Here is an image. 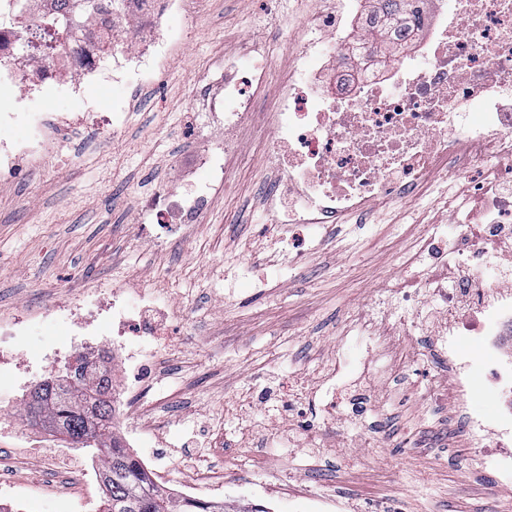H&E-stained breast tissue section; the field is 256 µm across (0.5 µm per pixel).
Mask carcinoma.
<instances>
[{
	"label": "carcinoma",
	"mask_w": 512,
	"mask_h": 512,
	"mask_svg": "<svg viewBox=\"0 0 512 512\" xmlns=\"http://www.w3.org/2000/svg\"><path fill=\"white\" fill-rule=\"evenodd\" d=\"M84 8L104 17L112 15L116 0H83ZM380 6L370 10L378 19L370 30L372 38L381 41L385 53L394 58L400 51L398 44L388 38L403 36L400 23L411 10L414 0H378ZM68 19H51L45 30L51 31V44L69 36ZM76 384L62 386L45 380L31 393L22 408V417L28 422L43 424L84 447L94 445L106 453L100 476L111 475L107 484L109 495L104 512H265L252 507L231 508L222 500H185L158 488L147 472L141 470L138 460L124 448L112 432L114 408L104 396L112 395V381L98 368L81 360L73 369Z\"/></svg>",
	"instance_id": "1"
}]
</instances>
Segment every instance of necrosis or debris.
Returning a JSON list of instances; mask_svg holds the SVG:
<instances>
[{"mask_svg": "<svg viewBox=\"0 0 512 512\" xmlns=\"http://www.w3.org/2000/svg\"><path fill=\"white\" fill-rule=\"evenodd\" d=\"M200 5L126 0L104 40L93 38L98 19L88 13L72 38L43 55L31 49L29 37L44 19V0H0V94L15 105L0 112V182L49 158L58 135L72 125L69 115L25 112L20 102L60 89L82 98L105 78L130 84L155 77L159 59L181 38L171 17ZM424 8L426 39L415 54L385 67L352 62L353 47L368 55L378 51L351 20L354 0H319L307 16L308 37L292 60L294 78L278 88L269 114L274 143L268 161L275 177L266 188L268 218L275 224H336L349 214L412 201L432 178L474 184L478 223L460 219L458 206H449V228L431 225L416 252L401 259L406 268L433 262L434 271L416 288L398 278L382 281L379 297L361 305L353 323L369 340L389 331L401 340L384 364L363 361L359 377L369 381L415 358L409 316L426 301L437 303L431 331L454 381L447 391L433 381L431 391L467 419L482 466L506 485L512 483V347L502 340L512 332V0H424ZM267 62L262 50L214 59L193 110L201 135L218 132L222 138L210 155L178 166L175 186L140 195L142 223L184 232L200 223L253 116V90L265 85ZM19 126L27 128L26 140L9 138ZM201 169L211 171L210 181L196 179ZM471 250L486 257L472 273ZM149 307L146 301L134 306L128 288L106 286L0 323V337L15 340L37 325L65 326L66 344L41 352L43 363L56 366L91 348L101 320L112 340L164 335V327L144 321ZM468 340L482 343L484 359L463 353ZM478 380L501 413L488 416L469 401Z\"/></svg>", "mask_w": 512, "mask_h": 512, "instance_id": "1", "label": "necrosis or debris"}]
</instances>
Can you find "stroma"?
<instances>
[{
	"instance_id": "1",
	"label": "stroma",
	"mask_w": 512,
	"mask_h": 512,
	"mask_svg": "<svg viewBox=\"0 0 512 512\" xmlns=\"http://www.w3.org/2000/svg\"><path fill=\"white\" fill-rule=\"evenodd\" d=\"M317 0H203L171 23L185 39L160 68L161 79L134 88L102 85L91 100L52 94L34 111L77 117L63 143L33 172L0 185V318L44 308L102 285L159 288L157 313L168 333L153 342L144 402L122 398L113 431L132 451L153 457L160 488L223 479L231 505L309 512L310 494L336 500L334 512H512V493L479 462L466 422L429 395L447 376L429 328L414 330L423 358L396 377L358 380L366 346L351 341L354 308L390 276L414 283L422 268L399 258L426 224H443L446 196L469 187L430 180L415 202L375 208L316 231L266 221L263 187L271 131L255 124L190 234L152 243L158 227L141 223L137 196L147 182L172 181L176 162L208 152L194 130L191 103L213 59L259 36L269 82L287 79L304 20ZM126 110L119 133L80 120ZM368 410L345 417L349 397ZM254 396L249 416L237 402ZM23 400H0V482L30 490L19 512H103L65 472L53 469L50 443L65 436L23 422Z\"/></svg>"
}]
</instances>
